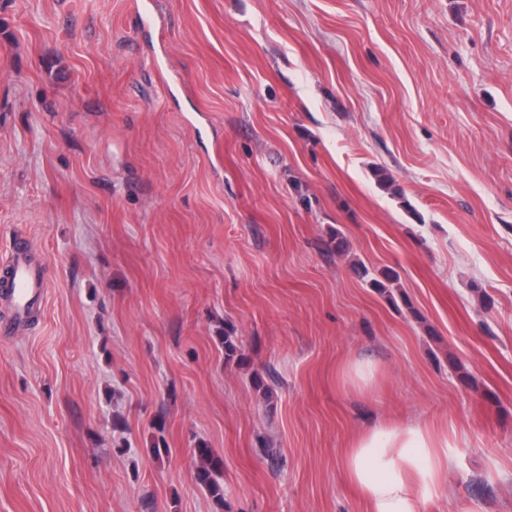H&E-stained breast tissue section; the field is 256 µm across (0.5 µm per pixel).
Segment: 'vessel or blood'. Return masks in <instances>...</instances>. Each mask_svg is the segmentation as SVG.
Returning <instances> with one entry per match:
<instances>
[{
  "label": "vessel or blood",
  "instance_id": "obj_1",
  "mask_svg": "<svg viewBox=\"0 0 512 512\" xmlns=\"http://www.w3.org/2000/svg\"><path fill=\"white\" fill-rule=\"evenodd\" d=\"M4 264L7 279L0 286V294L8 301L14 322H27L40 306L47 288L31 245H15Z\"/></svg>",
  "mask_w": 512,
  "mask_h": 512
}]
</instances>
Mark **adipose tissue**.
Here are the masks:
<instances>
[{
    "instance_id": "ef3b65f1",
    "label": "adipose tissue",
    "mask_w": 512,
    "mask_h": 512,
    "mask_svg": "<svg viewBox=\"0 0 512 512\" xmlns=\"http://www.w3.org/2000/svg\"><path fill=\"white\" fill-rule=\"evenodd\" d=\"M448 436L420 422L383 421L358 434L340 459L369 512H422L448 490Z\"/></svg>"
}]
</instances>
